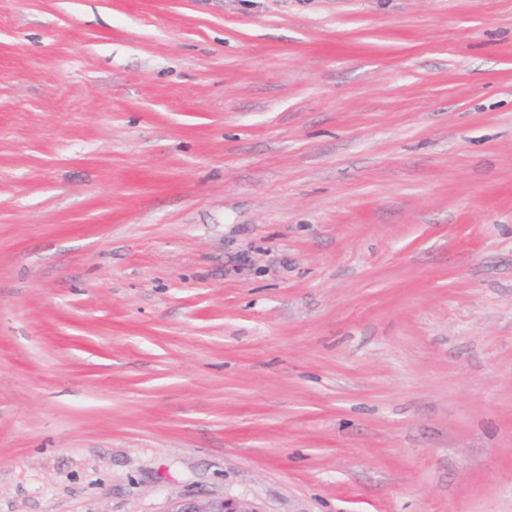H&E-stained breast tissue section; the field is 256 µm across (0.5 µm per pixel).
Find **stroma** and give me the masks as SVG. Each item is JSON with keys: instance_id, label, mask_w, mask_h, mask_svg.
Masks as SVG:
<instances>
[{"instance_id": "obj_1", "label": "stroma", "mask_w": 512, "mask_h": 512, "mask_svg": "<svg viewBox=\"0 0 512 512\" xmlns=\"http://www.w3.org/2000/svg\"><path fill=\"white\" fill-rule=\"evenodd\" d=\"M512 512V0H0V512ZM168 512H253L232 499H211L207 501L185 500L176 502Z\"/></svg>"}]
</instances>
